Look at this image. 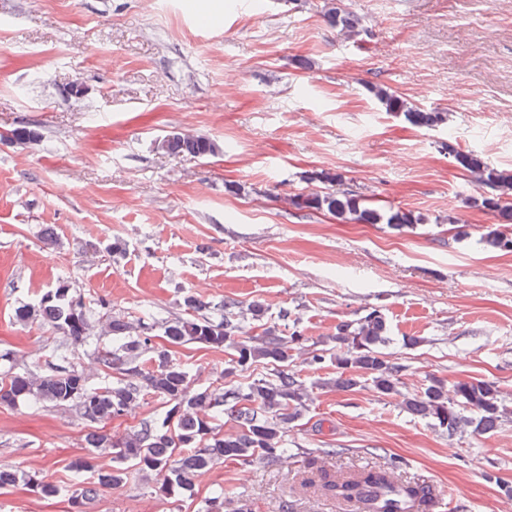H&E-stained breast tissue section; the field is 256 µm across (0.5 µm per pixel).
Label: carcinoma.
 <instances>
[{
  "label": "carcinoma",
  "mask_w": 512,
  "mask_h": 512,
  "mask_svg": "<svg viewBox=\"0 0 512 512\" xmlns=\"http://www.w3.org/2000/svg\"><path fill=\"white\" fill-rule=\"evenodd\" d=\"M325 17L349 38L361 31L360 18L346 10L342 0H331ZM368 91L384 111L413 126L432 129L448 125L445 110L426 108L384 86H371ZM157 149L174 156L207 158L218 154L221 145L208 136L172 132L157 143ZM441 150L471 182L491 189L490 195L470 197L466 204L493 211L503 223L512 224V170L494 168L481 153L463 151L448 142L441 143ZM307 180L324 185V189L289 198L298 209L325 212L339 223L386 224L395 230L426 223L421 215L385 210L339 188L342 176L338 173L322 170ZM482 240L491 249L512 250V234L497 227L486 231ZM183 304L192 315L171 318L159 326L121 315L98 318L96 307L77 294L68 280L60 279L50 292L14 311L16 323L47 325L77 345L93 335L112 339L111 346L97 352L101 372L117 374L103 386L93 385L82 369H32L19 365L17 352L0 351V406L52 405L70 412L86 427L88 452L72 460L70 468L91 477L70 495L71 512H85L102 490L122 486L131 469L149 485L151 493L177 500L192 492L198 479L217 464L276 462L288 452V428L308 411L315 390L321 387L347 391L367 385L384 397L401 394L405 367L390 361L381 350L388 324L385 314L376 308L338 324L322 347L313 349L288 309L280 310L274 321L258 302L245 305L228 299L216 306L188 293ZM247 321L260 323L262 332L243 337ZM157 328L170 345L197 343L227 351L224 377L234 379L232 388L194 386L188 368L173 358L168 348L153 343ZM300 357L313 368L327 362L336 366V377L323 381L302 378L294 369ZM150 395L167 407L161 425L145 421L118 436L105 430L112 419ZM402 404L408 414L429 421L450 437L470 430L493 432L512 413L499 386L487 379L461 380L450 386L429 377L419 390L404 394ZM224 414L231 416L236 430L225 432L216 425V418ZM103 454L111 455L115 465L98 467L97 459ZM310 469L314 476L299 481L309 500L353 503L360 512H413L414 505L430 499L427 486L401 481L394 463L340 473L313 460ZM19 481L42 498L62 493L61 487L35 471L0 470V490ZM198 512H224V488L205 498Z\"/></svg>",
  "instance_id": "carcinoma-1"
}]
</instances>
